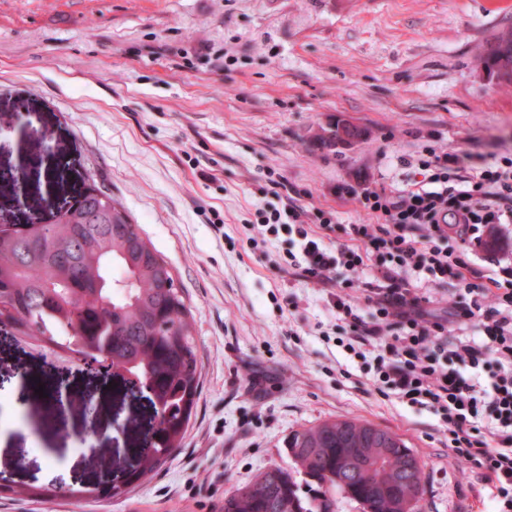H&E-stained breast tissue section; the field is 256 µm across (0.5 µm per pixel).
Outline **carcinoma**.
<instances>
[{
	"mask_svg": "<svg viewBox=\"0 0 512 512\" xmlns=\"http://www.w3.org/2000/svg\"><path fill=\"white\" fill-rule=\"evenodd\" d=\"M495 34L497 70L490 79L512 83V44ZM78 206L61 214L52 228L0 225V322L11 325L14 340L50 351L68 362L92 357L151 383L160 405L154 441L139 468L121 485L95 489L97 497L124 496L162 466L180 447L196 405L201 361L193 318L184 291L168 288L169 263L140 234L124 207L93 183L84 184ZM116 230H109V226ZM71 253L68 272L51 260ZM121 271L118 278L112 270ZM395 432L371 423L334 419L296 430L284 443L312 496H304L292 472L273 466L224 496L222 512H336V496L349 481L353 496H376L374 512H395L392 492L409 486L397 458L384 457L356 472L338 459L342 448H405ZM33 499L58 496L51 485L0 487V497Z\"/></svg>",
	"mask_w": 512,
	"mask_h": 512,
	"instance_id": "carcinoma-1",
	"label": "carcinoma"
}]
</instances>
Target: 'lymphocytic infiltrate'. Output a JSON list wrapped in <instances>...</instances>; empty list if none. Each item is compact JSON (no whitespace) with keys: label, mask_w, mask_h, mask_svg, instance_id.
Returning a JSON list of instances; mask_svg holds the SVG:
<instances>
[{"label":"lymphocytic infiltrate","mask_w":512,"mask_h":512,"mask_svg":"<svg viewBox=\"0 0 512 512\" xmlns=\"http://www.w3.org/2000/svg\"><path fill=\"white\" fill-rule=\"evenodd\" d=\"M470 157L421 145L414 188L362 194L367 224L341 228L333 211L291 204L249 230L264 239L296 225L300 255L288 268L327 288L336 342L372 361L383 396L438 415L449 457L490 489L495 512H512V262L488 275L470 259L472 246L512 223V156L459 184L455 171ZM445 287L461 298L444 303Z\"/></svg>","instance_id":"f902f5d3"}]
</instances>
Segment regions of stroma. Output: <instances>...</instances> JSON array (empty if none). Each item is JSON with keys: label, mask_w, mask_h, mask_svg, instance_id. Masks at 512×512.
Masks as SVG:
<instances>
[{"label": "stroma", "mask_w": 512, "mask_h": 512, "mask_svg": "<svg viewBox=\"0 0 512 512\" xmlns=\"http://www.w3.org/2000/svg\"><path fill=\"white\" fill-rule=\"evenodd\" d=\"M507 26L512 0H0V220L49 221L94 179L172 267L201 361L180 448L128 496L0 497V512H220L233 488L292 468V431L344 418L406 440L421 512H491L438 417L379 395L329 342L325 290L280 272L295 226L258 244L246 227L291 203L367 223L358 195L411 188L428 141L477 167L512 153V84L477 65ZM340 119L364 130L341 152L318 139ZM272 172L286 193L263 192ZM37 379L65 389L67 433L14 427ZM152 414L125 384L0 339V471L16 485L109 480Z\"/></svg>", "instance_id": "1"}]
</instances>
